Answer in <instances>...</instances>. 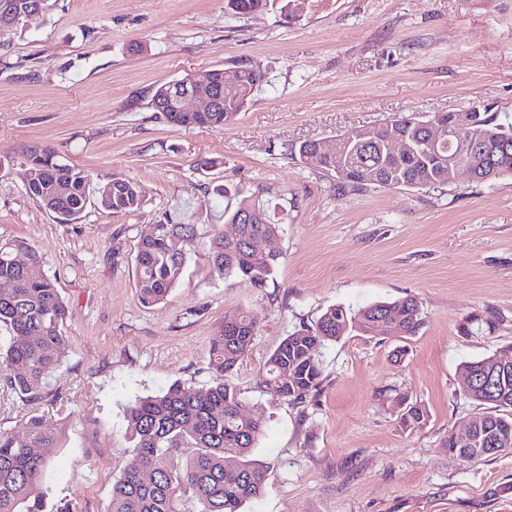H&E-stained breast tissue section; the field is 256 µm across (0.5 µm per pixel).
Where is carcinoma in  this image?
<instances>
[{"label": "carcinoma", "mask_w": 512, "mask_h": 512, "mask_svg": "<svg viewBox=\"0 0 512 512\" xmlns=\"http://www.w3.org/2000/svg\"><path fill=\"white\" fill-rule=\"evenodd\" d=\"M236 14L264 9L267 0H227ZM239 85V93L219 110L210 106L198 112H180L169 99V86L155 90L151 107L176 127H198L222 131L253 102L266 83L257 66L243 63L227 70ZM427 116L399 112L383 123L380 132L406 133L422 148L418 134ZM479 124L486 137L473 144V181L491 183L512 176V122L483 108ZM321 142L303 141L290 148L300 163L336 177L337 189L355 190L363 186L407 189H438L452 183L448 177L451 154L448 145L429 157L389 156L381 142L358 138V129L334 139L328 153ZM29 196L56 215L63 224L80 218L90 203V175L61 160L51 146L30 150L26 161ZM112 189L96 197L98 208L108 214H129L141 206L137 184L114 177ZM218 197L234 196L235 208L224 212L227 223L236 224L244 209L253 212L248 224H237V235L227 237L212 225L208 262L217 271L239 282L261 288L274 273L279 254L255 247L260 240L276 236L281 226L269 214V202L256 193L224 184L213 187ZM198 226L169 218L159 224L154 235L143 237L134 258L135 288L140 302L153 306L164 302L177 285L186 263L185 245L196 238ZM42 254L22 239L0 241V281L10 287L0 289V327L9 333L0 345V373L6 387L27 402H43L53 396L50 379L64 358L66 338L61 326L68 307L54 282L44 271ZM258 323V316L246 311L224 316L222 334L209 351L215 382L206 389L177 383L167 390L139 397L127 409L133 445V459L112 485L108 512H243V506L259 497L266 480L264 467L251 459L264 433V424L245 412L241 393L229 377L245 357ZM400 333L415 335L423 325L419 303L412 297L379 301L358 310L343 306L328 308L312 327L289 334L266 363V393L274 399L301 401L320 388L322 368L319 349L351 330L372 336L390 334L391 324ZM493 411L473 417L482 428L491 423L509 441L495 448L463 453L455 434L442 447L465 461L487 459L512 450V369L501 376L500 390L486 393L465 391ZM427 412L412 404L402 420L413 426L426 421ZM22 431L0 430V512H73L68 504L49 505L42 474L49 465L47 456L35 448H55L58 435L46 429L39 415L21 423Z\"/></svg>", "instance_id": "carcinoma-1"}]
</instances>
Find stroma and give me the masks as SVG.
I'll use <instances>...</instances> for the list:
<instances>
[{
    "instance_id": "1",
    "label": "stroma",
    "mask_w": 512,
    "mask_h": 512,
    "mask_svg": "<svg viewBox=\"0 0 512 512\" xmlns=\"http://www.w3.org/2000/svg\"><path fill=\"white\" fill-rule=\"evenodd\" d=\"M243 62L267 81L224 131L171 126L150 105L161 84ZM474 106L512 117V0H269L248 15L227 0H49L0 35V240L35 246L69 309L53 398L0 386V429L37 414L61 431L45 451L50 502L107 512L132 459L127 406L176 383L211 386L210 346L244 310L258 324L233 383L265 423L253 458L266 470L245 512H512V450L465 462L441 446L486 410L464 393V364L512 348V178L341 193L290 155L398 112ZM45 145L88 171L91 191L133 179L140 209L91 204L58 223L25 187V157ZM219 183L277 207L279 266L263 287L207 262L210 227L236 204L211 193ZM165 214L198 236L168 299L146 307L134 257ZM403 297L423 311L416 335L350 332L320 349L315 395L265 393L288 334L333 305ZM405 402L425 424L402 422Z\"/></svg>"
}]
</instances>
